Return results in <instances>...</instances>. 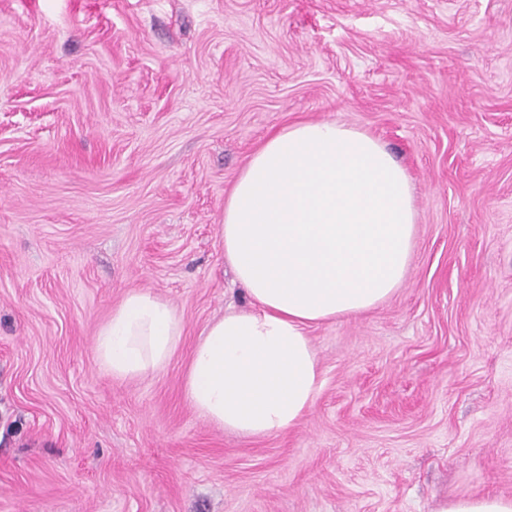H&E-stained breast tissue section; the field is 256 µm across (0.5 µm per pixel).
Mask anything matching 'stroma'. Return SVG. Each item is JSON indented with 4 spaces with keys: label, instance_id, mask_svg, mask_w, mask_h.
<instances>
[{
    "label": "stroma",
    "instance_id": "1",
    "mask_svg": "<svg viewBox=\"0 0 512 512\" xmlns=\"http://www.w3.org/2000/svg\"><path fill=\"white\" fill-rule=\"evenodd\" d=\"M335 120L407 170L406 279L312 325L322 388L246 438L184 393L247 306L218 226L274 131ZM168 300L169 365L98 327ZM512 496V0H0V512H436ZM184 331V320L169 301L147 290H132L98 329L96 356L114 378H142L170 363ZM436 512H512V497L485 493L447 498L439 504Z\"/></svg>",
    "mask_w": 512,
    "mask_h": 512
}]
</instances>
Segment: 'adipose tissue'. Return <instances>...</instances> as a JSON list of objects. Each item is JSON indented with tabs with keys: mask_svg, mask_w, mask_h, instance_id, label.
<instances>
[{
	"mask_svg": "<svg viewBox=\"0 0 512 512\" xmlns=\"http://www.w3.org/2000/svg\"><path fill=\"white\" fill-rule=\"evenodd\" d=\"M416 218L406 169L365 131L323 120L271 134L224 204L218 234L249 305L201 332L184 381L194 409L249 438L295 427L322 387L307 328L394 295ZM184 331L169 301L133 290L98 329L96 356L138 379L170 363Z\"/></svg>",
	"mask_w": 512,
	"mask_h": 512,
	"instance_id": "adipose-tissue-1",
	"label": "adipose tissue"
}]
</instances>
